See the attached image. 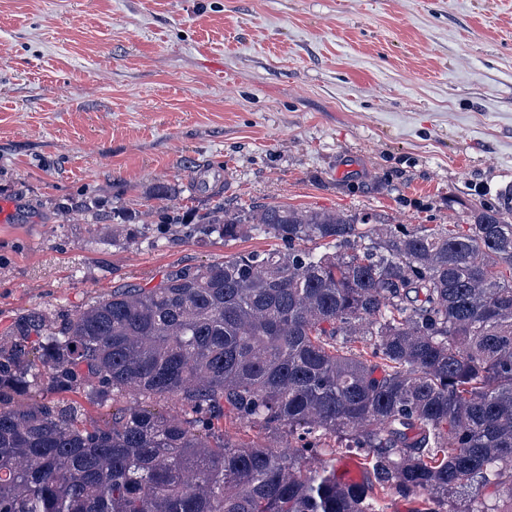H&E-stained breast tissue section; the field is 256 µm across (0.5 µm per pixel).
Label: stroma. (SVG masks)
<instances>
[{"instance_id": "obj_1", "label": "stroma", "mask_w": 512, "mask_h": 512, "mask_svg": "<svg viewBox=\"0 0 512 512\" xmlns=\"http://www.w3.org/2000/svg\"><path fill=\"white\" fill-rule=\"evenodd\" d=\"M510 184L512 0H0V332L270 248L166 223L214 187L431 226ZM89 197L142 235L58 220Z\"/></svg>"}]
</instances>
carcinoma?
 <instances>
[{
	"mask_svg": "<svg viewBox=\"0 0 512 512\" xmlns=\"http://www.w3.org/2000/svg\"><path fill=\"white\" fill-rule=\"evenodd\" d=\"M98 219L95 201L60 203ZM132 215L112 240L133 236ZM190 233L288 243L168 272L0 334V512H512V185L474 221L229 208ZM138 402L87 424L53 395ZM228 420L263 435L244 439ZM288 439V453L280 451ZM333 438L366 479L303 467Z\"/></svg>",
	"mask_w": 512,
	"mask_h": 512,
	"instance_id": "obj_1",
	"label": "carcinoma"
}]
</instances>
